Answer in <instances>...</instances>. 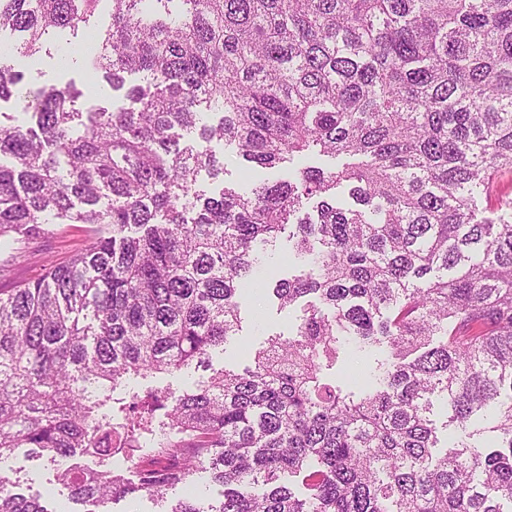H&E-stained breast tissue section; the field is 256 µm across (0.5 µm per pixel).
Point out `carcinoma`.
<instances>
[{
  "instance_id": "1",
  "label": "carcinoma",
  "mask_w": 512,
  "mask_h": 512,
  "mask_svg": "<svg viewBox=\"0 0 512 512\" xmlns=\"http://www.w3.org/2000/svg\"><path fill=\"white\" fill-rule=\"evenodd\" d=\"M101 0H0L39 54ZM83 43L102 98L72 82L0 110V239L100 231L0 295V461L44 460L113 512H512V219L476 201L512 173V0H107ZM24 74L0 69V102ZM287 169L216 197L211 142ZM288 234L302 261L260 281L302 305L243 369L174 395L145 384L209 362L242 330V289ZM387 347L378 387L329 380L339 351ZM445 426L499 450L438 448ZM81 456L86 465L72 463ZM205 474L211 496L188 492ZM0 473V512H60Z\"/></svg>"
}]
</instances>
